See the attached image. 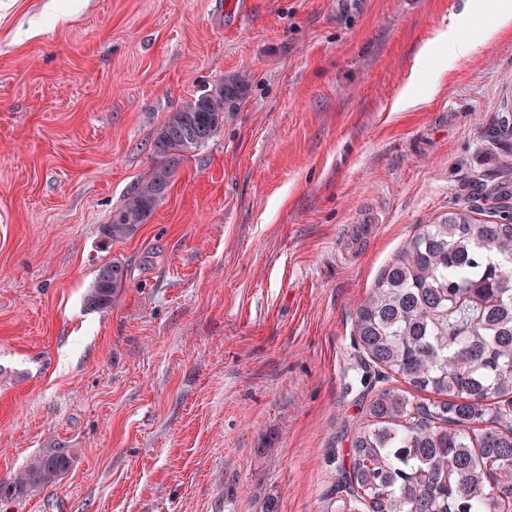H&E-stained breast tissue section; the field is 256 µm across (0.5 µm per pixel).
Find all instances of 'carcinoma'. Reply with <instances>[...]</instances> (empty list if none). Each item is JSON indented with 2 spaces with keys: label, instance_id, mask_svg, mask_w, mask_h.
I'll return each instance as SVG.
<instances>
[{
  "label": "carcinoma",
  "instance_id": "carcinoma-1",
  "mask_svg": "<svg viewBox=\"0 0 512 512\" xmlns=\"http://www.w3.org/2000/svg\"><path fill=\"white\" fill-rule=\"evenodd\" d=\"M246 91L229 76L186 100L157 132L156 163L104 226L114 241L150 221L185 153L211 140L237 112ZM512 215L479 220L453 210L402 246L382 271L354 322L357 347L383 381L401 377L438 399L421 402L398 387L375 392L365 424L351 438V465L340 487L348 508L366 512H504L512 503V430L470 427L492 420L490 399L512 396ZM95 277L89 309H105L127 273ZM73 454L33 458L0 499L56 481Z\"/></svg>",
  "mask_w": 512,
  "mask_h": 512
}]
</instances>
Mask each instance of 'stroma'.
<instances>
[{"mask_svg": "<svg viewBox=\"0 0 512 512\" xmlns=\"http://www.w3.org/2000/svg\"><path fill=\"white\" fill-rule=\"evenodd\" d=\"M464 2L0 0V481L74 453L0 512H342L358 306L425 225L512 207V32L481 15L477 54L412 74ZM228 74L233 119L106 238L168 116ZM110 267L112 279L102 280L99 277L100 269ZM127 273L123 265L119 263H108L102 265L95 275V278L85 294V305L89 309H105L112 306V301L123 287Z\"/></svg>", "mask_w": 512, "mask_h": 512, "instance_id": "1", "label": "stroma"}]
</instances>
